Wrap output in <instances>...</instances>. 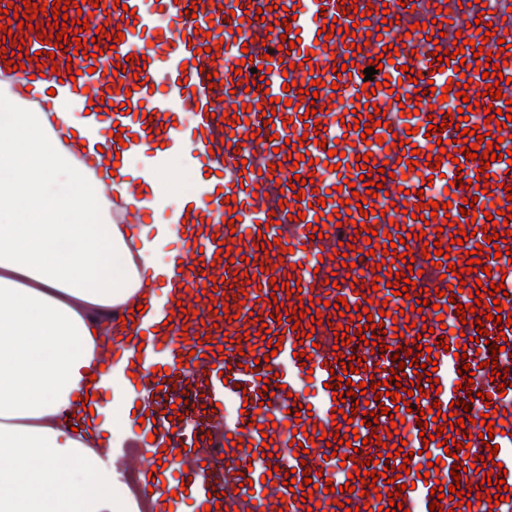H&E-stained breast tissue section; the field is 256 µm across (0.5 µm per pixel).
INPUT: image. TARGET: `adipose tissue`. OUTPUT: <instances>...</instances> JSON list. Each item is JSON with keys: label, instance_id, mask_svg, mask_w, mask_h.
I'll list each match as a JSON object with an SVG mask.
<instances>
[{"label": "adipose tissue", "instance_id": "ef3b65f1", "mask_svg": "<svg viewBox=\"0 0 512 512\" xmlns=\"http://www.w3.org/2000/svg\"><path fill=\"white\" fill-rule=\"evenodd\" d=\"M135 155L119 176L90 181L41 113L0 124V456L14 461L0 468V512H131L109 453L125 440V384L91 365L120 332L113 307L135 295L165 304L174 229L161 208L187 192L168 176L178 152ZM123 175L148 187L154 223L100 217Z\"/></svg>", "mask_w": 512, "mask_h": 512}]
</instances>
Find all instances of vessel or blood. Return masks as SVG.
Here are the masks:
<instances>
[{
	"label": "vessel or blood",
	"mask_w": 512,
	"mask_h": 512,
	"mask_svg": "<svg viewBox=\"0 0 512 512\" xmlns=\"http://www.w3.org/2000/svg\"><path fill=\"white\" fill-rule=\"evenodd\" d=\"M128 8L135 15L126 24L122 16ZM259 9L262 20L245 21V14ZM81 10L89 28L62 48L39 39L37 30L13 29V37L36 58L0 60V92L27 86L23 104L45 113L53 125L50 91L67 88L83 103L99 106L95 117L106 132L103 163H114L124 142L157 150L181 140L194 152L202 174L201 196L177 214L178 247L171 260L181 270L171 301L164 310L130 316L126 335L113 337L108 355L127 375V424L134 439L113 449L112 456L122 464V481L136 512H181L186 505L194 512L212 505L219 512H346L350 505L378 512L388 506V493L396 491L407 512H430L431 488L418 473L433 458L443 461L438 480L446 488L456 481L450 474L455 466L463 470L457 481L464 492L489 476L504 480L506 498L492 512H512V386L500 391L491 378L492 371H503L512 383V324H480L471 313L465 323L456 321L458 305H473L481 284H504L502 313L512 316V220L502 216L512 165L491 162L485 193L460 188V181L475 180L480 162L462 159L457 142L460 130L474 125L501 150L512 151V138L501 140L497 129L499 112L512 99V0H86ZM161 15L170 32L159 29ZM477 17L489 24V33L472 27ZM328 19L334 22L332 38H318ZM349 26L359 51L345 72L343 35ZM100 27L105 37L96 36ZM120 32L124 40L114 41ZM431 32L439 34L438 42L428 41ZM458 38L500 56V75L509 79L500 99L485 95L486 84L497 77L476 71L472 51L439 67L435 49H452ZM285 39L295 43L287 56L279 48ZM387 45L398 54L375 74L379 87L372 99H362L363 71ZM127 56L131 64L117 72L118 58ZM462 63L467 70L461 74ZM405 66L413 67L415 81L403 80ZM213 72L220 80L214 87L207 80ZM260 75L269 83L267 90L252 86ZM463 77L470 80L465 97L452 91L440 96L447 82ZM314 78L320 86H311ZM287 80L295 86L286 92ZM311 87L317 99H310ZM418 88L426 90L432 113H415L411 96ZM467 97L477 99L478 107L458 127H442L444 115L461 108ZM225 98L232 100V112L224 111ZM371 102L383 117L369 143L353 125L368 123ZM311 104L319 108L325 129L306 124ZM488 107L496 108V115L486 117ZM184 112L191 114V125L181 123ZM505 124L512 131V120ZM411 151L417 154L413 168L401 159ZM368 153L385 172H412L416 178L404 187L384 184L381 194L359 208L351 196L365 194L366 188L355 163ZM299 176L306 180L301 199L292 190ZM432 183L447 185L451 207L438 209L436 228L429 232L418 202L432 200ZM467 197L476 200L472 218L460 213ZM493 205L499 212L492 216ZM490 221L501 238L496 245L488 243L484 230ZM462 230L469 232L468 241L452 243V235ZM345 242L352 249L343 256L339 250ZM439 245L449 255L434 265L429 256ZM222 247L230 256L219 261L215 255ZM475 249L483 252L489 274L465 273L466 254ZM409 268L415 272L417 298L372 285L374 278ZM451 287L458 290L453 299L445 295ZM227 288L233 293L229 300L223 295ZM242 291L247 299L241 304L235 295ZM304 298L312 306L301 320L309 336L301 340L290 322H277L274 314L280 308L293 311ZM342 298L350 306L344 317L336 307ZM419 299L426 305L417 312L413 306ZM363 308L383 316L385 332L376 338L383 351H372L360 338L366 322L357 312ZM316 314L322 317L318 326L311 322ZM445 318L455 323L449 336L441 329ZM338 324L347 327L349 345L337 346ZM263 325L269 330L265 341L257 335ZM480 325L488 338L481 346L472 340ZM443 336L448 347L440 351L434 373L439 390L412 395L408 408L379 414L372 428L358 416L343 419V412L356 405L349 386L389 379L394 346L407 350L417 340L427 348ZM271 340L282 344L274 355L267 347ZM493 344L498 354H491ZM457 346L465 347L466 359L455 357ZM340 354L360 359L347 386L331 383L344 374L335 362ZM491 360L496 368H488ZM466 362L476 369L471 391L477 397L463 408L459 402L467 391L460 369ZM490 403L498 412L487 413ZM436 407L445 415L471 417L470 429L435 421L419 429L421 412ZM485 414L499 447L494 455L480 438ZM295 421L301 431H293ZM309 427L318 440L305 436ZM354 431L359 437L352 445L335 442V434ZM467 432L469 449L447 456L445 442L462 440ZM379 435L386 436L385 445L376 444ZM401 446L411 452L410 461L397 456ZM383 450L391 458L374 466L376 491L361 497L354 465ZM488 454L499 470H472L473 459ZM403 464L409 474L393 479V468ZM289 472L296 479L291 487L284 484Z\"/></svg>",
	"instance_id": "vessel-or-blood-1"
}]
</instances>
